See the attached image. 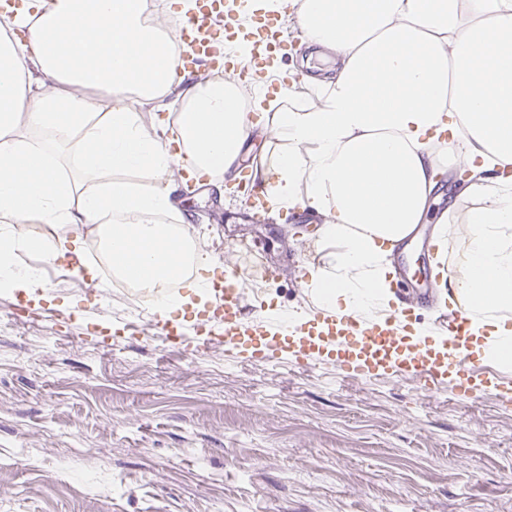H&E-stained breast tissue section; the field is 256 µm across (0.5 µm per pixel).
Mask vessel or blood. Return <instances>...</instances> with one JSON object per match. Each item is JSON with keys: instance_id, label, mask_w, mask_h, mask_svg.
Listing matches in <instances>:
<instances>
[{"instance_id": "1", "label": "vessel or blood", "mask_w": 512, "mask_h": 512, "mask_svg": "<svg viewBox=\"0 0 512 512\" xmlns=\"http://www.w3.org/2000/svg\"><path fill=\"white\" fill-rule=\"evenodd\" d=\"M242 0H205L198 14L178 25L174 41L194 48L196 55H219V75H227L235 63L231 47L236 36L250 37L257 47V62L272 68L278 55L270 49L278 17L273 13L254 12L250 22L239 17ZM209 288L224 305V344L235 348L247 336L262 338L263 347L252 355L255 363L282 360L292 355L297 364H332L338 375L374 378L400 373L403 376L441 385L453 382L456 394L465 396L476 377L475 365L459 357L457 349L469 336V320L461 316L440 318L439 331L448 333L447 350L429 348L421 340L411 338L406 318L393 314L382 320L367 321L347 314L323 311L304 323L288 316L276 318L272 324L250 328L244 326L243 310L237 291V270L225 265L223 274L213 276ZM154 327L162 341L171 347L180 345L183 324L159 318Z\"/></svg>"}]
</instances>
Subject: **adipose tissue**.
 <instances>
[{
  "mask_svg": "<svg viewBox=\"0 0 512 512\" xmlns=\"http://www.w3.org/2000/svg\"><path fill=\"white\" fill-rule=\"evenodd\" d=\"M28 0L0 17V288L34 295L41 278L19 266L32 252L81 262L78 232L93 227L113 267L172 297L157 282L185 260L200 272L189 289L207 297L212 260L185 232L155 223L170 207L174 156L142 123L139 108L167 111L197 155L191 178L235 176L253 125L233 78L177 67L176 21L195 0ZM289 10L308 45L332 52L333 77L293 81L274 98L264 127L281 149L252 178L278 208L323 218L319 263L303 282L320 308L364 315L398 309L393 250L426 223L444 172L469 167L480 206L465 219L464 272L441 286V305L468 318L463 355L512 365V0H263ZM24 41L10 37L13 29ZM113 95V102L102 99ZM138 170L154 183L131 184ZM80 174L99 175L92 189ZM48 235L22 231L28 221Z\"/></svg>",
  "mask_w": 512,
  "mask_h": 512,
  "instance_id": "1",
  "label": "adipose tissue"
}]
</instances>
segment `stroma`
I'll return each instance as SVG.
<instances>
[{"label":"stroma","mask_w":512,"mask_h":512,"mask_svg":"<svg viewBox=\"0 0 512 512\" xmlns=\"http://www.w3.org/2000/svg\"><path fill=\"white\" fill-rule=\"evenodd\" d=\"M457 179L444 175L418 251L397 256L396 292L436 286L431 226L480 205ZM172 186L168 220L216 269L241 268L245 323L316 312L301 281L321 217L254 224L238 187ZM55 267L39 303L0 292V512H512V404L494 393L246 363L191 308L175 350L145 291Z\"/></svg>","instance_id":"35a3bbf8"}]
</instances>
